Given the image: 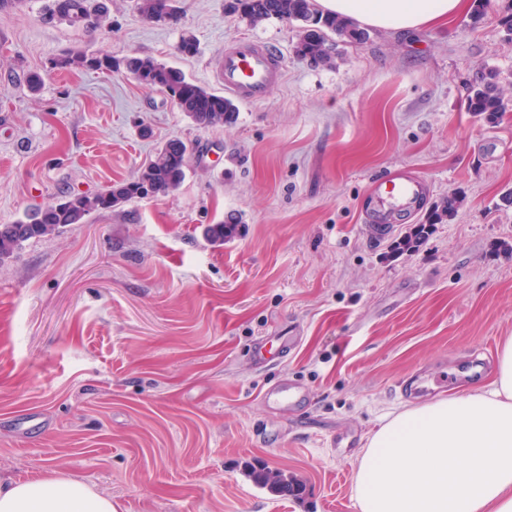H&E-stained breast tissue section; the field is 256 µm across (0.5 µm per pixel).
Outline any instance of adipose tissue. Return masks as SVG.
<instances>
[{
	"mask_svg": "<svg viewBox=\"0 0 512 512\" xmlns=\"http://www.w3.org/2000/svg\"><path fill=\"white\" fill-rule=\"evenodd\" d=\"M366 26L414 32L447 22L464 0H318ZM360 512H512V336L495 378L395 414L371 437L354 476ZM0 512H114L82 482L0 480Z\"/></svg>",
	"mask_w": 512,
	"mask_h": 512,
	"instance_id": "adipose-tissue-1",
	"label": "adipose tissue"
}]
</instances>
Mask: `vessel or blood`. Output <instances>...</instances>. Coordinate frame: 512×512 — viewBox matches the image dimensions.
Listing matches in <instances>:
<instances>
[{
  "label": "vessel or blood",
  "instance_id": "obj_1",
  "mask_svg": "<svg viewBox=\"0 0 512 512\" xmlns=\"http://www.w3.org/2000/svg\"><path fill=\"white\" fill-rule=\"evenodd\" d=\"M214 82L245 103H259L283 77V68L277 51L263 42L235 43L225 46L212 68ZM424 195L420 180L399 176L380 182L373 191L372 208L364 222L374 235H383L407 214L417 210ZM264 401L278 407L296 405L302 400V388L294 382H282L268 388Z\"/></svg>",
  "mask_w": 512,
  "mask_h": 512
}]
</instances>
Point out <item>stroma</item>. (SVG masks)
<instances>
[{
	"label": "stroma",
	"instance_id": "stroma-1",
	"mask_svg": "<svg viewBox=\"0 0 512 512\" xmlns=\"http://www.w3.org/2000/svg\"><path fill=\"white\" fill-rule=\"evenodd\" d=\"M45 4L0 8V224L131 180L167 140L194 151L176 191L0 264V476L56 471L117 512H358L372 434L411 403L488 385L512 336V0L439 29H369L337 41L329 65L296 55V25H250L224 0H179L173 25L110 0L93 33L43 21ZM186 33L192 57L177 49ZM240 39L277 50L285 80L224 128L193 125L127 71L52 66L76 52L150 56L210 89L215 58ZM488 70L506 91L493 120L466 108ZM400 173L428 190L373 237L367 193ZM450 195L463 200L452 220L393 250ZM230 214L241 235L207 241ZM414 373L435 386L412 400L400 384ZM286 378L304 386V408L263 403ZM248 464L298 478L304 494L255 485Z\"/></svg>",
	"mask_w": 512,
	"mask_h": 512
}]
</instances>
